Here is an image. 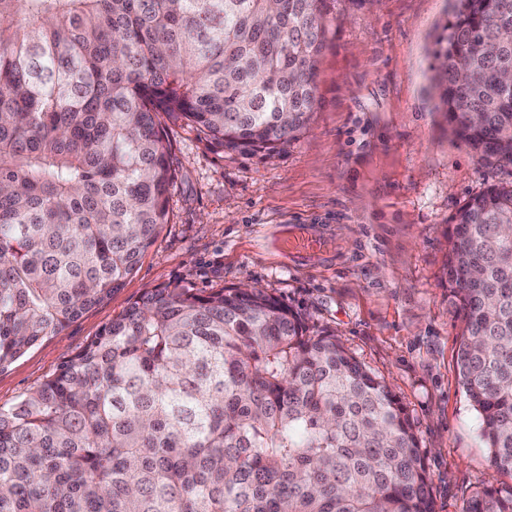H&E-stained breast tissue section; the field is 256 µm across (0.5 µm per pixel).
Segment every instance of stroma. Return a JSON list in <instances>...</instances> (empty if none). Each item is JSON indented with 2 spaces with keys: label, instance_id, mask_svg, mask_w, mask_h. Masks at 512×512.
<instances>
[{
  "label": "stroma",
  "instance_id": "1",
  "mask_svg": "<svg viewBox=\"0 0 512 512\" xmlns=\"http://www.w3.org/2000/svg\"><path fill=\"white\" fill-rule=\"evenodd\" d=\"M451 0H336L318 58L309 128L274 159L244 155L163 119L179 161L168 224L122 287L0 367L15 404L147 289L251 284L331 332L406 407L435 512L512 485L496 472L456 367L461 320L448 299L452 216L512 167L489 164L436 109L431 48ZM326 241L310 258L294 229Z\"/></svg>",
  "mask_w": 512,
  "mask_h": 512
}]
</instances>
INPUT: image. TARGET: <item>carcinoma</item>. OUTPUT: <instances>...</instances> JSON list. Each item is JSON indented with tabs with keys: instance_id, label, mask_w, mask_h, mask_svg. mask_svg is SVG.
I'll return each mask as SVG.
<instances>
[{
	"instance_id": "carcinoma-1",
	"label": "carcinoma",
	"mask_w": 512,
	"mask_h": 512,
	"mask_svg": "<svg viewBox=\"0 0 512 512\" xmlns=\"http://www.w3.org/2000/svg\"><path fill=\"white\" fill-rule=\"evenodd\" d=\"M333 0H0V367L103 302L168 223L164 113L275 155L310 125ZM451 131L512 166V0H454ZM462 387L512 474V185L452 217ZM0 512H434L389 385L262 289L144 292L9 408ZM464 512H512V486Z\"/></svg>"
}]
</instances>
